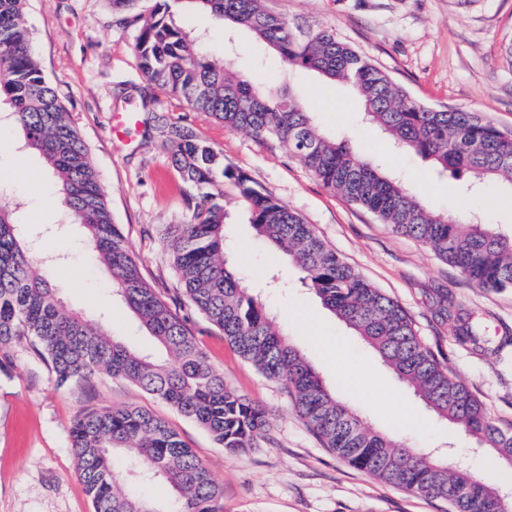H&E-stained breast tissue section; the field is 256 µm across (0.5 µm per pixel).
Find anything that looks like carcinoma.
I'll use <instances>...</instances> for the list:
<instances>
[{"instance_id":"obj_1","label":"carcinoma","mask_w":512,"mask_h":512,"mask_svg":"<svg viewBox=\"0 0 512 512\" xmlns=\"http://www.w3.org/2000/svg\"><path fill=\"white\" fill-rule=\"evenodd\" d=\"M27 0H0V104L20 133L21 149L37 152L53 171L61 204L112 281L113 295L139 320L167 358L131 350L105 326L65 309L51 267L29 253L18 208H0V364L29 344L55 381L107 375L126 380L190 418L228 452L254 446L270 426L269 412L224 380L197 336L143 278L101 189L98 173L70 113L37 60L26 20ZM112 9L141 23L135 51L150 90L182 98L258 140L275 139L323 185L392 230L413 237L487 291L512 288V229L471 220L453 222L425 205L404 182L366 160L350 143L325 132L292 92L287 73L238 74L207 58L202 34L176 27L171 3L209 13L231 30L249 32L289 67L347 83L362 105L361 120L398 148L468 186L489 183L512 208V131L477 112L437 108L410 97L384 71L333 33L295 32L262 0H156L149 16L142 0H110ZM162 148L177 172L189 217L168 224L163 241L178 275L179 295L217 328L244 360L282 382L294 407L324 447L358 470L396 487L448 503L451 512H508L495 485L441 456L410 448L363 422L336 398L307 357L288 343L260 295L249 291L226 252L231 182L256 237L285 256L302 282L346 327L369 344L397 378L437 416L501 455L512 456V432L498 427L482 402L417 336L412 319L371 287L328 248L296 212L257 188L242 171L189 127L161 130ZM458 339L477 346L478 328L464 323ZM71 446L94 512H222L223 488L170 424L149 410L92 408L74 419ZM126 459L125 471L113 456ZM159 481L175 497L159 507L131 495L125 476Z\"/></svg>"}]
</instances>
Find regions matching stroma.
<instances>
[{
	"instance_id": "1",
	"label": "stroma",
	"mask_w": 512,
	"mask_h": 512,
	"mask_svg": "<svg viewBox=\"0 0 512 512\" xmlns=\"http://www.w3.org/2000/svg\"><path fill=\"white\" fill-rule=\"evenodd\" d=\"M297 31L328 29L386 71L411 97L434 107L468 110L512 129V64L503 56L512 39V0H264ZM176 26L209 35L210 60L230 49L212 21L180 8ZM28 24L41 68L87 145L112 216L136 256L144 279L187 318L211 364L224 379L271 414L256 447L229 453L200 425L131 383L108 376L57 385L46 365L27 349L0 367V512H93L77 472L70 426L87 408L142 406L165 419L207 465L224 490L223 512H448L446 503L384 482L348 465L324 448L296 412L284 386L242 359L176 293L177 274L165 253L162 230L188 211L179 178L160 147L168 121L191 126L224 155L225 165L311 224L320 238L372 287L397 301L418 336L483 402L497 425L512 429V288L487 292L419 241L395 233L371 212L327 189L277 140L260 142L188 109L162 91L143 92L134 44L138 27L113 12L109 0H29ZM235 68L287 70L294 93L315 107L321 127L347 135L367 159H382L410 190L449 220L483 212L486 224L512 225V210L497 206L495 186L465 199L458 180L438 175L411 153L394 148L365 125L348 85L281 58L246 33L237 36ZM132 111L138 125L128 139L110 133L113 114ZM15 176L12 153L0 154V207L26 202L32 255L58 257L54 285L63 304L103 321L114 338L136 350L152 349L138 320L113 302L108 281L87 246L67 227L54 178L36 155ZM224 202L233 236L244 248L236 265L245 285L256 275L278 274L262 302L282 318L288 341L308 356L326 385L375 430L415 448H448L467 459L479 479L512 484V464L429 411L384 365L379 355L325 309L302 282V273L254 238L232 185ZM447 299L461 314L476 315L486 345L459 344L454 320L440 319Z\"/></svg>"
}]
</instances>
